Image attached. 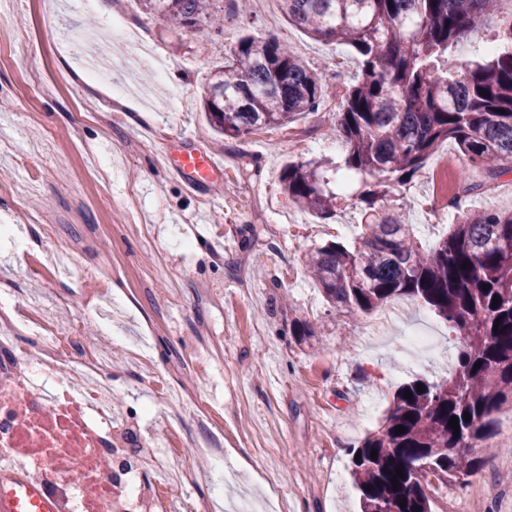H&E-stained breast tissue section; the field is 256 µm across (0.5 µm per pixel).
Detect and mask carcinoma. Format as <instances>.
I'll use <instances>...</instances> for the list:
<instances>
[{"label":"carcinoma","mask_w":512,"mask_h":512,"mask_svg":"<svg viewBox=\"0 0 512 512\" xmlns=\"http://www.w3.org/2000/svg\"><path fill=\"white\" fill-rule=\"evenodd\" d=\"M143 2L180 28L223 25L212 0ZM279 2L288 22L316 42L345 47L358 66L337 127L342 167L362 177L361 233L352 245L334 241L308 254L310 280L329 305L365 314L398 298L422 301L458 339L450 376L398 386L383 423L349 450L360 512H435L433 484L463 486L480 473L483 459L473 448L492 437L496 414L512 406V211L468 209L426 247L387 197L411 183L444 142L488 178L464 181L467 196L512 173V28L490 60L457 65L448 49L480 32L496 0ZM325 87L286 43L250 35L225 50L204 108L218 132L238 139L320 111ZM328 171L310 159L281 175L288 199L324 222L338 206ZM399 425L405 432L395 433ZM398 467L403 477L393 484Z\"/></svg>","instance_id":"carcinoma-1"}]
</instances>
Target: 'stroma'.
Segmentation results:
<instances>
[{
	"label": "stroma",
	"instance_id": "1",
	"mask_svg": "<svg viewBox=\"0 0 512 512\" xmlns=\"http://www.w3.org/2000/svg\"><path fill=\"white\" fill-rule=\"evenodd\" d=\"M110 17L81 0H0V281L13 290L0 301L39 289L54 318L79 321L82 334L112 355V386L135 442L160 454L144 459L186 469L184 498L197 512H230L237 492L267 498L274 512H356L348 450L382 422L396 386L412 375L439 381L458 343L424 302L400 301L402 314L384 326L376 315L333 308L302 264L331 241H353L361 217L348 189L332 223H283L269 199L282 200L288 163L325 158L341 162L334 102L289 126L239 139L210 127L202 98L224 51L244 33L275 34L331 86L345 88L356 71L346 48L323 45L288 24L276 0H253L239 15L236 0H216L221 31L177 28L146 10L142 0H109ZM512 0L479 33L453 46L452 60L485 61L497 43ZM122 20L156 49V65L134 77L107 67L151 115L112 108L104 86L86 79L88 52L65 42V31L89 25L111 31ZM224 160V173L198 190L167 166L186 144ZM461 155L445 143L411 184L395 195L407 203L416 238L432 245L461 214L448 199L461 191ZM65 251L73 265L47 281L29 273V258ZM306 322L296 340L291 325ZM429 325L443 344L436 357L407 356L403 338ZM190 397L210 414H187L170 427L168 398ZM512 406L497 415L483 457L481 484L436 497V512H512V437L504 432ZM179 439L189 448L164 455ZM222 446V454L205 441Z\"/></svg>",
	"mask_w": 512,
	"mask_h": 512
}]
</instances>
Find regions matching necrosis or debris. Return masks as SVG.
Instances as JSON below:
<instances>
[{"label": "necrosis or debris", "mask_w": 512, "mask_h": 512, "mask_svg": "<svg viewBox=\"0 0 512 512\" xmlns=\"http://www.w3.org/2000/svg\"><path fill=\"white\" fill-rule=\"evenodd\" d=\"M128 429L112 390V363L85 341L78 322L55 325L32 309L0 305V477L38 483L61 512H193L181 494L189 476L164 471L133 482L102 469Z\"/></svg>", "instance_id": "4bbe7bcc"}]
</instances>
